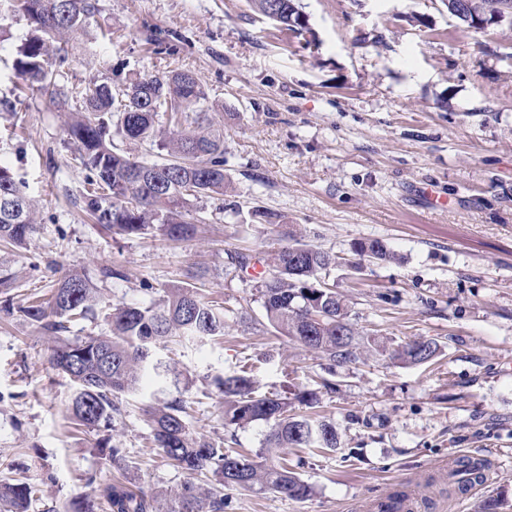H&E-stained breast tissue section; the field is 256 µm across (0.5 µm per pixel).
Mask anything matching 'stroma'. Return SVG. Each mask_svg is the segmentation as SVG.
Returning a JSON list of instances; mask_svg holds the SVG:
<instances>
[{"instance_id":"1","label":"stroma","mask_w":512,"mask_h":512,"mask_svg":"<svg viewBox=\"0 0 512 512\" xmlns=\"http://www.w3.org/2000/svg\"><path fill=\"white\" fill-rule=\"evenodd\" d=\"M299 37L250 0H98L70 36L59 88L191 72L205 100L189 109L224 134V197L195 202L204 224L173 242L160 230L127 237L87 219L85 172L52 109L16 73L28 25L0 0V163L37 205L26 248L0 249L16 275L15 304L49 299L59 271L99 288L103 305L149 303L204 269L199 291L224 307V336L157 348L160 367L122 397L115 429H77L72 387L50 363L39 327L0 312V479L22 469L39 488L29 512H69L89 477L162 493L185 471L150 440L143 407L180 398L197 434L235 438L256 453L264 422L224 425L215 375L247 369L259 393L309 391L336 425L340 446L279 455L312 488L303 500L225 489L224 512H365L405 492L402 512H512V26L468 29L444 0H298ZM448 200L430 210L426 190ZM280 216L267 224L253 207ZM336 256L328 282L346 296L362 337L435 341L440 353L408 366L368 354L327 369L321 353L277 335L233 254L262 262L289 232ZM377 239L395 262L357 255ZM116 267L120 280L104 279ZM124 450L113 468L99 444ZM456 456L490 462L493 475L460 494Z\"/></svg>"}]
</instances>
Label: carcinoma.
Here are the masks:
<instances>
[{
	"label": "carcinoma",
	"mask_w": 512,
	"mask_h": 512,
	"mask_svg": "<svg viewBox=\"0 0 512 512\" xmlns=\"http://www.w3.org/2000/svg\"><path fill=\"white\" fill-rule=\"evenodd\" d=\"M265 17L298 36L308 31V20L297 0H250ZM13 12L30 22L31 32L19 51L16 68L28 86L47 95L60 107L68 95L56 91L55 77L68 58L56 46L98 12V0H11ZM82 111L69 113L67 139L78 144L91 186L82 197V209L96 223L128 237L159 227L171 241L194 236L198 224L187 220L193 202L224 195L230 181L224 173V136L192 126L186 108L206 99V93L188 71L155 75L130 82L114 96L106 83L91 80L75 91ZM169 114L173 129L155 127L158 112ZM117 125H112V116ZM130 143L157 142L165 158L152 163L131 157L112 144L111 128ZM37 231L33 201L21 190L12 171L0 164V241L26 247ZM390 262L395 254L379 240L359 243L356 253ZM336 258L302 237L289 235L288 244L267 253L264 275L256 279L268 325L280 336L317 351L337 364L361 356L354 344L346 300L322 281V263ZM100 303L97 289L75 273L61 276L48 301L31 300L18 310L38 324L55 342L53 367L69 379L73 394L68 407L75 424L95 428L117 422L124 410L119 397L136 391L153 365L158 343L213 339L224 335V316L198 296L194 286L166 288L147 305H115L106 314L109 330L68 342L62 334L68 323L85 319ZM404 365L432 361L438 353L433 341H412L389 349ZM213 383L224 396V422L245 427L257 421L270 425L269 448L311 447L334 450L339 436L335 425L314 416L316 400L299 393L290 401L276 394L256 393L244 369L217 376ZM300 406V411L293 406ZM154 444L176 466L193 474L210 473L215 483L183 484L169 495L167 512H224V488L271 490L294 499H306L312 488L286 463L256 461L246 453L205 439L187 422L186 401L176 399L161 408L143 409ZM39 489L26 481L0 483V512H29ZM156 497L136 494L123 483L97 484L74 512H159Z\"/></svg>",
	"instance_id": "carcinoma-1"
}]
</instances>
